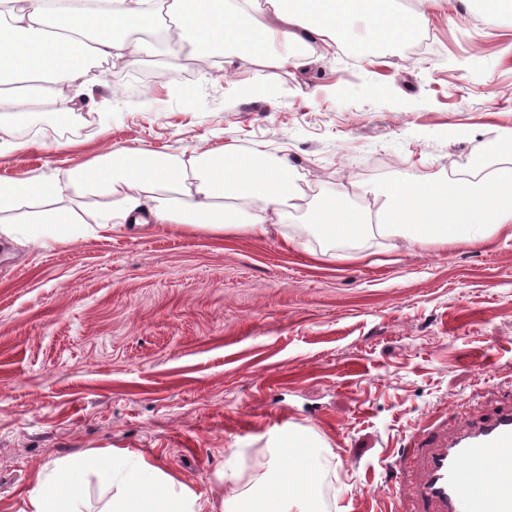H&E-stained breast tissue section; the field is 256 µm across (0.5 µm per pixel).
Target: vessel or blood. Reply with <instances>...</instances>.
Wrapping results in <instances>:
<instances>
[{
  "mask_svg": "<svg viewBox=\"0 0 512 512\" xmlns=\"http://www.w3.org/2000/svg\"><path fill=\"white\" fill-rule=\"evenodd\" d=\"M415 464V512H512V407L423 449Z\"/></svg>",
  "mask_w": 512,
  "mask_h": 512,
  "instance_id": "1",
  "label": "vessel or blood"
}]
</instances>
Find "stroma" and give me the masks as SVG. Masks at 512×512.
Returning <instances> with one entry per match:
<instances>
[{
	"label": "stroma",
	"mask_w": 512,
	"mask_h": 512,
	"mask_svg": "<svg viewBox=\"0 0 512 512\" xmlns=\"http://www.w3.org/2000/svg\"><path fill=\"white\" fill-rule=\"evenodd\" d=\"M381 55L317 49L305 68L180 63L138 97L107 80L64 122H12L0 178H31L110 149L285 153L310 199L347 179L462 170L486 126L512 129V22L444 8ZM112 119L96 120L98 108ZM354 260L304 225L265 238L178 224L40 245L0 240V512H19L45 463L94 448L153 462L220 502L221 473L263 481L272 438L322 454L328 512H398L405 457L512 406V237ZM392 485L396 497L364 494Z\"/></svg>",
	"instance_id": "1"
}]
</instances>
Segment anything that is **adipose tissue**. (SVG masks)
<instances>
[{
  "instance_id": "1",
  "label": "adipose tissue",
  "mask_w": 512,
  "mask_h": 512,
  "mask_svg": "<svg viewBox=\"0 0 512 512\" xmlns=\"http://www.w3.org/2000/svg\"><path fill=\"white\" fill-rule=\"evenodd\" d=\"M512 19V0H0V117L41 105L68 119L97 75L91 64L139 55L221 57L301 65L315 46L336 40L365 52L400 41L432 8ZM496 154L466 170L387 188L364 186L302 204L300 173L287 156L205 150L182 158L110 150L90 164L33 179H0V237L30 242L77 237L84 218L71 206L87 194L111 198L91 217L103 233L146 224H183L216 234L262 236L268 226L301 223L332 244L361 247L369 235L408 244L474 242L512 224V130H496ZM277 456L295 455L298 476L276 471L241 492L227 478L221 503L201 499L144 457L119 468L113 452L62 458L37 471L21 512H85L90 477L104 485L99 512H324L308 441L274 438Z\"/></svg>"
}]
</instances>
